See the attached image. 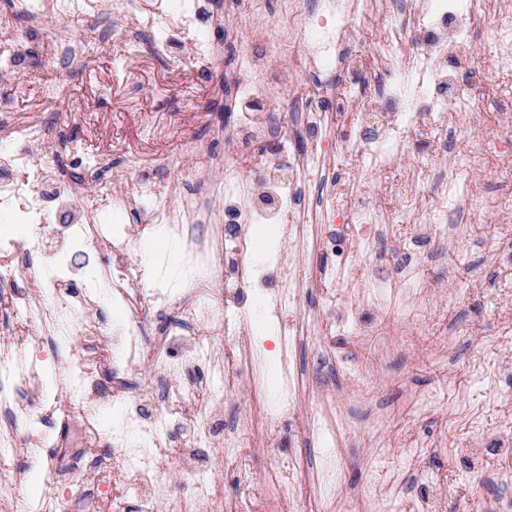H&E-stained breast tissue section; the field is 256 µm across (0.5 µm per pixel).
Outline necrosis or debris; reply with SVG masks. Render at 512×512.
I'll use <instances>...</instances> for the list:
<instances>
[{"label": "necrosis or debris", "instance_id": "4bbe7bcc", "mask_svg": "<svg viewBox=\"0 0 512 512\" xmlns=\"http://www.w3.org/2000/svg\"><path fill=\"white\" fill-rule=\"evenodd\" d=\"M303 8V0H281L278 14L264 24L262 58H254L248 31L236 33L237 53L247 65L230 76L239 101L230 145L248 167L251 183L229 171L220 181L182 176L161 187L155 178L139 177L125 199L140 214L132 229L81 219L85 184L56 164L43 127H25L23 147L0 151V209L31 227L24 241L0 240V278L11 285L6 303L16 320L12 334L0 339V507L5 512H127L132 497L138 512H209L217 503L226 512H247L255 499L250 460L256 448L247 427L266 413L254 408L228 425L222 410L225 395L255 377L242 317L258 298L270 320L295 319L276 345L280 393L266 435L284 452L266 481L289 492L281 512H296L307 499L323 512H334L325 465H310L288 445L310 438L328 458L342 451L351 424L328 396L318 398L311 413L300 414L302 397L317 381L298 368L297 349L308 337H320L345 382L363 386L366 368L350 358L352 348L376 335L383 321L425 324L437 314L434 285L417 271L397 269L391 253L374 250V239L391 238L396 222L412 223L417 237L443 252L468 217L488 213L512 220V98L495 93L478 101L456 81L470 64L462 48L478 32L485 35L484 53L497 71L512 75V0H470L465 9L459 0H323L311 17L309 39L295 34ZM14 9L42 24L45 39L56 46L50 64L61 67L89 60L101 34L93 26L72 38L60 23L76 15L133 17L140 0H15ZM396 15L404 24H392ZM139 32L158 47L168 45L173 33L185 34L189 53L223 58L224 22L201 0H186L166 29L150 21ZM363 40L373 42L376 51L358 62L355 47ZM284 57L309 80L295 96L290 117L259 113L258 99L274 98L277 86L256 93L253 76L261 64ZM392 75L407 81L408 96L385 100L373 113L380 133H367L359 90L384 89ZM477 110L497 123L498 137L460 125V116ZM331 124L361 168L375 174L389 170L416 143L433 140L432 152L384 187L382 195L396 203V211L361 201L348 179L330 185L325 194L311 193L307 176L326 161L322 131ZM492 160L497 194L487 196L475 182L460 189V174L479 173ZM21 168L29 170V178H12ZM215 198L224 202L217 215L210 208ZM216 216L224 222L219 235L206 231ZM255 224L280 225L285 243L261 267L250 258L249 232ZM157 235L189 255L199 271L194 280H170L163 267L148 269L134 259L137 241ZM56 236L62 242L59 252L46 255V239ZM89 250L111 258L103 276L112 285L113 303L129 314L121 357L114 362L98 313L99 288L74 277L76 257ZM21 251L28 259L19 263L15 257ZM34 256L42 265L31 264ZM376 262L390 267V276L366 281V270ZM315 286L322 290V306L304 310L305 296ZM349 288L357 296L343 311L339 300ZM405 290L411 293L407 305L395 299ZM157 319L162 322L157 335L145 337L147 322ZM65 323L79 329L81 356L45 368L36 348ZM104 368L108 396L125 409L124 426L109 435L98 423L99 400L88 387ZM187 370L195 381H183ZM48 373L54 391L38 392ZM60 416L68 428L63 444L49 434ZM27 455L43 460L46 491L35 503L23 490ZM173 458L180 469L170 480L163 464ZM220 458L235 464L230 498L211 474Z\"/></svg>", "mask_w": 512, "mask_h": 512}]
</instances>
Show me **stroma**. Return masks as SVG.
<instances>
[{"label": "stroma", "instance_id": "35a3bbf8", "mask_svg": "<svg viewBox=\"0 0 512 512\" xmlns=\"http://www.w3.org/2000/svg\"><path fill=\"white\" fill-rule=\"evenodd\" d=\"M224 2L213 0L212 6L226 11L227 32L249 29L255 51H262V28L278 0H234L230 9ZM0 14L12 16L13 32L27 38L17 72L0 76V99L8 104L0 112V126H45L69 177L80 178L91 191L109 186L116 199L133 189L139 175L176 177V169L168 165L175 156L191 175L210 174L211 151L224 147L210 112L226 108L233 92L224 81L232 53H225L218 66L177 49L164 52L149 39L131 38L134 20L103 17L99 24L107 36L94 56L73 63L63 75L47 64L53 45L32 32L29 20L15 15L12 0H0ZM74 147L89 159H101L94 174L71 169L69 151ZM347 175L367 196L380 194L381 176L357 170L344 149L334 146L322 176L330 182ZM492 236L512 238V223L476 217L463 225L444 254L421 247L394 250L399 263L418 265L441 285L438 316L420 328L408 323L383 327L381 335L357 346L358 358L376 373L370 387L348 386L333 374L316 343L298 352L309 373L324 377V393L335 395L355 423L341 456L331 460L336 505L342 510L351 499L367 497L361 477L366 468L385 482L383 500L371 503L373 512H408L420 495L429 512H495L498 504L512 499V454L492 446L493 440L512 435V335H502L500 324L490 320L512 282V260L485 253L483 241ZM135 256L146 264L162 260L174 280L194 271L188 255L173 243L161 250L138 244ZM249 328L259 372L255 382L225 398L228 423L247 411L255 396L273 404L279 388L276 336L263 302L254 304ZM455 328L472 330V338L443 344ZM387 343L406 351L382 374L379 349ZM428 390L437 392L439 403L423 414L416 398ZM477 406L487 443L479 456L467 448L473 438L467 414ZM400 452L413 456L414 465L399 471L375 468L376 459Z\"/></svg>", "mask_w": 512, "mask_h": 512}]
</instances>
